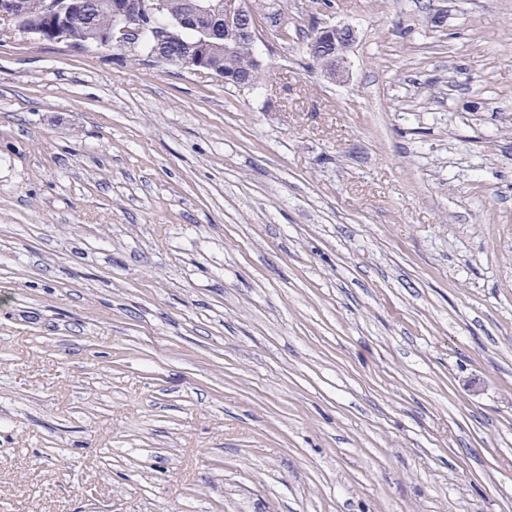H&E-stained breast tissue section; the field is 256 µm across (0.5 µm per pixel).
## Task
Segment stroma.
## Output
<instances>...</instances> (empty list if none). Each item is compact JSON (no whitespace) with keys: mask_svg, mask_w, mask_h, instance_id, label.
<instances>
[{"mask_svg":"<svg viewBox=\"0 0 512 512\" xmlns=\"http://www.w3.org/2000/svg\"><path fill=\"white\" fill-rule=\"evenodd\" d=\"M248 4L253 91L0 32V512H512V0ZM356 41L355 30L345 24L324 26L318 29L314 49L329 54L336 70V81L346 73V53Z\"/></svg>","mask_w":512,"mask_h":512,"instance_id":"obj_1","label":"stroma"}]
</instances>
